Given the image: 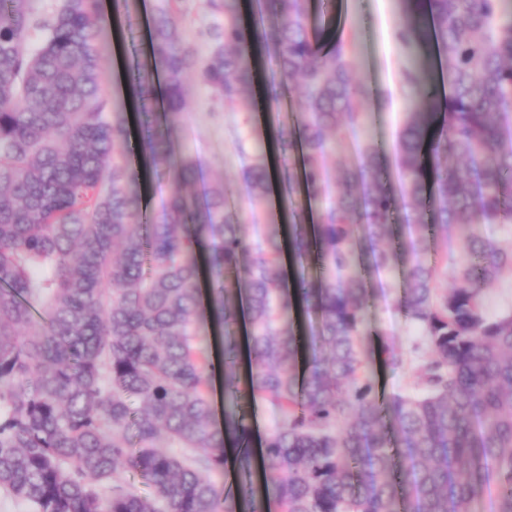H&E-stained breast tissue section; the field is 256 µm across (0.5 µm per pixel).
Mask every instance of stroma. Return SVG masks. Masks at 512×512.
<instances>
[{
    "label": "stroma",
    "mask_w": 512,
    "mask_h": 512,
    "mask_svg": "<svg viewBox=\"0 0 512 512\" xmlns=\"http://www.w3.org/2000/svg\"><path fill=\"white\" fill-rule=\"evenodd\" d=\"M402 9V0H333L328 11L322 8L320 0L308 2L311 21L347 42L355 77L372 88L373 95L363 101L362 108L371 116L372 134L389 159L394 155L404 112L401 73L414 64L413 55L402 48L395 36ZM145 51L146 42L142 39L124 43L119 49L106 46L102 67L111 95H122L124 84L132 82L134 69L143 61ZM189 89L187 109L179 124L183 147L200 164V178L193 185V192L204 195L217 180L238 185L240 165L232 157L231 143L237 114L225 113L223 104L213 100L197 79H190ZM368 288L372 334L366 339V347L372 354L376 388L385 395L409 390L413 368L392 369L384 364L380 354L382 345L390 344L403 355H410L417 338L415 329L404 320L396 305L400 295L398 276L383 274L369 281Z\"/></svg>",
    "instance_id": "1"
}]
</instances>
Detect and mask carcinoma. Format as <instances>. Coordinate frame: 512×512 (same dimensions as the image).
I'll return each mask as SVG.
<instances>
[{
	"label": "carcinoma",
	"instance_id": "obj_1",
	"mask_svg": "<svg viewBox=\"0 0 512 512\" xmlns=\"http://www.w3.org/2000/svg\"><path fill=\"white\" fill-rule=\"evenodd\" d=\"M35 2L0 0V490L34 512H263L243 418L227 406L216 421L222 375L226 395L275 412L260 468L279 512H481L490 487L493 512H512V309L484 310L512 242L483 231L512 226V0H405L398 40L440 64L401 75L399 193L367 136L357 164L327 167L368 131L371 90L305 0H256L251 25L241 0H206L224 24L203 59L182 0H160L136 78L144 172L130 107L105 88L101 0L47 17ZM255 48L273 60L269 100L294 84L301 103L270 134L288 236L268 224L260 240L244 223L271 204L264 146L235 128L245 205L222 182L200 198L175 121L191 72L237 111ZM146 174L172 186L158 216ZM453 230L459 252H432ZM395 266L422 356L415 390L381 399L367 284ZM228 435L244 446L233 489L214 480Z\"/></svg>",
	"mask_w": 512,
	"mask_h": 512
}]
</instances>
